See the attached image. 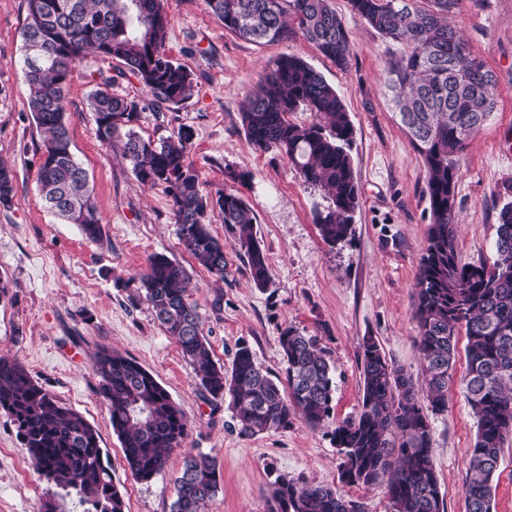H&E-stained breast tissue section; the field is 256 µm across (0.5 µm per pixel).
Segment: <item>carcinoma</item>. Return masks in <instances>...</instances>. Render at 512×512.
Here are the masks:
<instances>
[{
    "instance_id": "carcinoma-1",
    "label": "carcinoma",
    "mask_w": 512,
    "mask_h": 512,
    "mask_svg": "<svg viewBox=\"0 0 512 512\" xmlns=\"http://www.w3.org/2000/svg\"><path fill=\"white\" fill-rule=\"evenodd\" d=\"M205 2L225 29L253 43L283 42L299 32L341 69L354 56L346 22L330 0ZM461 2L349 0L355 17L403 46L387 66L385 84L422 159L431 214L415 300L424 390L368 337L362 344L361 411L333 431L342 456L339 482L386 483V512H445L430 416L448 410L462 329L468 340L465 396L478 424L468 459L466 512H492L494 478L512 435V202L499 213L491 265H462L455 248L460 161L468 139L495 108L494 79L476 78L484 63L448 24ZM26 8L22 42L38 45V65L24 66L23 74L29 111L45 133L47 159L37 176L43 207L61 222L78 225L90 240L102 236L88 172L71 148L65 92L85 53L118 59L127 71L99 73L88 97L98 139L110 144L119 129H127L123 155L140 181L165 186L184 249L224 276V245L206 222L208 212L217 209L235 231L253 283L267 287V256L251 211L233 193L214 199L202 192L200 173L188 161L193 131L183 127L174 136L152 140L131 129L139 112H163L192 95V73L166 50L164 0H26ZM129 74L146 92L141 101L112 91L117 79ZM294 112H310L314 121L296 124L290 119ZM240 120L256 149L285 154L306 183L329 191L331 204L317 214L323 238L331 244L348 238L359 207L350 155L354 128L335 88L299 56L283 54L249 94ZM13 193L12 173L0 165V204L9 205ZM187 281L181 264L154 254L139 289L192 365L200 388L214 400L229 397L239 437L286 429L298 416L313 428L321 426L330 415L333 375L317 338L292 327L281 331L284 383L264 373L247 346L237 349L226 372L211 357ZM94 368L128 467L136 480L149 482L187 438L186 417L135 360L103 351ZM0 410L12 418L36 471L75 493L82 512H124L98 431L35 381L21 362L2 356ZM219 489L215 458L191 455L177 478L172 512H203ZM271 500L270 512H366L363 502L333 487L286 477L274 482Z\"/></svg>"
}]
</instances>
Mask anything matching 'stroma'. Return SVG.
<instances>
[{
	"mask_svg": "<svg viewBox=\"0 0 512 512\" xmlns=\"http://www.w3.org/2000/svg\"><path fill=\"white\" fill-rule=\"evenodd\" d=\"M343 15L355 55L338 69L303 36L258 46L226 31L205 0H165L166 48L193 74L190 99L164 112L145 111L133 124L143 138L191 128L190 162L204 193L244 199L269 265L270 285L256 288L247 259L219 212L209 215L224 245V274L216 276L179 242L164 185L141 184L122 155L124 134L99 141L87 99L98 73L117 75L122 62L90 53L79 59L66 112L73 152L87 170L101 217L91 241L77 225L58 223L40 203L37 172L43 135L27 104L21 31L26 0H0V163L14 176V197L0 206V356L18 358L31 376L79 412L99 432L125 512H171L175 482L187 454L217 461L220 490L206 512H269L277 477L339 485L342 458L334 428L354 418L362 401V343L373 337L388 359L421 380L414 317L419 261L431 221L425 173L385 85L388 63L402 47L355 18L348 0H332ZM495 78V110L461 159L457 184L458 258L492 262L499 212L512 201V0H463L450 18ZM295 53L335 88L354 126L351 157L360 188L353 233L328 243L315 221L331 202L304 182L277 151L256 150L241 128L240 106L265 66ZM237 179H230L228 170ZM179 262L217 364L231 367L238 347L284 378L279 336L291 327L317 337L333 372L329 418L317 428L294 419L284 430L239 438L228 400L204 397L192 365L158 325L138 294V278L153 254ZM119 352L151 371L182 409L188 436L165 470L136 480L113 433L99 392L95 354ZM467 338L459 336L448 410L432 417L433 462L446 512H466L468 454L477 419L463 393ZM340 486V485H339ZM81 512L76 498L32 470L8 414L0 412V512Z\"/></svg>",
	"mask_w": 512,
	"mask_h": 512,
	"instance_id": "stroma-1",
	"label": "stroma"
}]
</instances>
